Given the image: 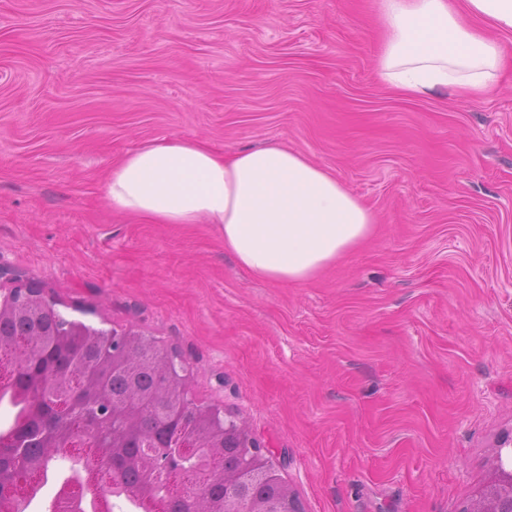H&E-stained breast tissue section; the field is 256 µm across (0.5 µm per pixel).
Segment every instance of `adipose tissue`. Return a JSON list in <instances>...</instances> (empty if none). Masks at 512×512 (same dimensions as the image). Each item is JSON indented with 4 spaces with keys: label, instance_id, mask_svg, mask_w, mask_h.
<instances>
[{
    "label": "adipose tissue",
    "instance_id": "ef3b65f1",
    "mask_svg": "<svg viewBox=\"0 0 512 512\" xmlns=\"http://www.w3.org/2000/svg\"><path fill=\"white\" fill-rule=\"evenodd\" d=\"M382 79L408 96L487 95L505 53L476 21L512 33V0H379ZM114 211L154 224H212L254 277L304 283L365 240L375 214L331 171L280 146L224 156L160 139L124 156L105 181Z\"/></svg>",
    "mask_w": 512,
    "mask_h": 512
}]
</instances>
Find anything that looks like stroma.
<instances>
[{"label": "stroma", "instance_id": "stroma-1", "mask_svg": "<svg viewBox=\"0 0 512 512\" xmlns=\"http://www.w3.org/2000/svg\"><path fill=\"white\" fill-rule=\"evenodd\" d=\"M377 0H0V266L175 349L305 512H465L512 448V48L478 101L380 76ZM158 139L280 145L376 215L314 279L112 210Z\"/></svg>", "mask_w": 512, "mask_h": 512}]
</instances>
